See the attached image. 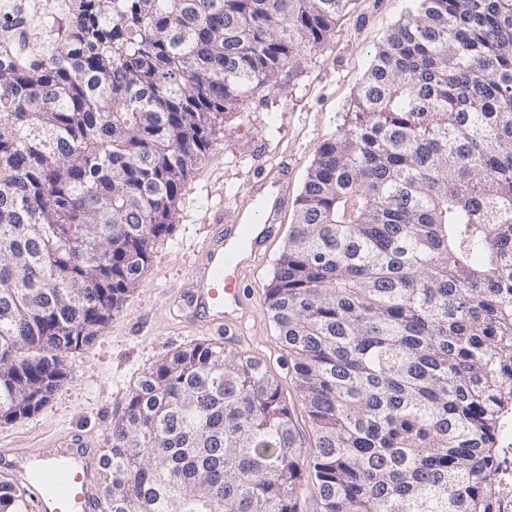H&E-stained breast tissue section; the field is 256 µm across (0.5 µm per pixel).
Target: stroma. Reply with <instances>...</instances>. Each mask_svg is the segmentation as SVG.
Wrapping results in <instances>:
<instances>
[{
  "instance_id": "35a3bbf8",
  "label": "stroma",
  "mask_w": 512,
  "mask_h": 512,
  "mask_svg": "<svg viewBox=\"0 0 512 512\" xmlns=\"http://www.w3.org/2000/svg\"><path fill=\"white\" fill-rule=\"evenodd\" d=\"M414 7L415 0H351L334 35L303 53L241 109L225 113L223 137L186 181L174 230L155 242L153 261L135 291L101 336L68 354L69 377L40 411L0 424V448L31 451L68 431L105 447L113 418L122 414L130 389L152 364L188 345L220 341V334L205 329L180 328L177 291L212 221L232 224L240 206L262 207V197L249 195L253 178L284 173L286 205L279 230L244 278L252 313L237 351L258 361L278 383L302 453L312 454L306 409L288 351L266 309L265 287L288 242L296 200L319 145L342 127L376 47Z\"/></svg>"
}]
</instances>
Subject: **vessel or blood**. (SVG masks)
Listing matches in <instances>:
<instances>
[{"label":"vessel or blood","instance_id":"b4317fda","mask_svg":"<svg viewBox=\"0 0 512 512\" xmlns=\"http://www.w3.org/2000/svg\"><path fill=\"white\" fill-rule=\"evenodd\" d=\"M280 210L254 215L240 209L237 223H213L181 295L185 328L242 332L247 313L241 276L277 231ZM105 459L94 439L60 434L42 452L0 450V475L24 488L26 512H98Z\"/></svg>","mask_w":512,"mask_h":512}]
</instances>
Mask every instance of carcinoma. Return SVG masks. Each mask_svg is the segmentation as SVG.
<instances>
[{"label": "carcinoma", "instance_id": "carcinoma-1", "mask_svg": "<svg viewBox=\"0 0 512 512\" xmlns=\"http://www.w3.org/2000/svg\"><path fill=\"white\" fill-rule=\"evenodd\" d=\"M350 0H29L0 24V423L36 413L177 219L224 113ZM279 385L218 342L157 361L107 436L104 512H493L512 417V0H417L296 201ZM0 512H25L0 485Z\"/></svg>", "mask_w": 512, "mask_h": 512}]
</instances>
